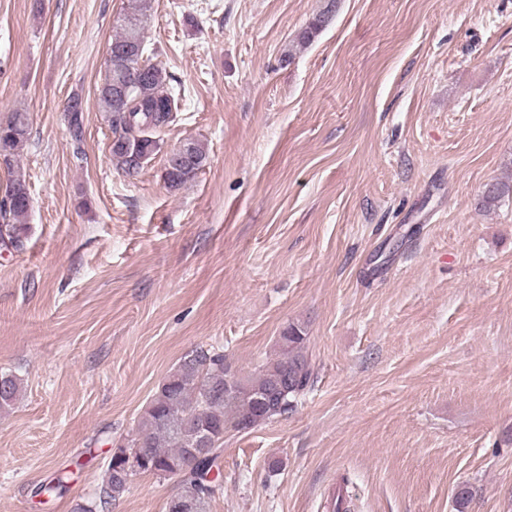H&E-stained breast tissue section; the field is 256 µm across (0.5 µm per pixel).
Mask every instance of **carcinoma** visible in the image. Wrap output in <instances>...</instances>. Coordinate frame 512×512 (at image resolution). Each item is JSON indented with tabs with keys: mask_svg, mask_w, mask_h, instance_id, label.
<instances>
[{
	"mask_svg": "<svg viewBox=\"0 0 512 512\" xmlns=\"http://www.w3.org/2000/svg\"><path fill=\"white\" fill-rule=\"evenodd\" d=\"M337 0H325L298 35L305 47L332 21ZM148 0H131L121 19L120 32L112 40L107 72L98 88V98L112 129L110 157L116 168L128 175L138 173L160 150L159 133L168 128L181 111L178 79L144 59L146 45L143 19ZM72 140L83 136L82 101L74 95L67 108ZM28 112L16 110L0 122V159L12 161L30 136ZM185 158L179 165L164 163V180L177 190L193 180L206 165L207 150L200 141L183 143ZM512 195V182H495L484 191L481 205L490 207ZM30 193L26 180L16 175L0 198V246L19 249L28 227ZM307 327L290 323L279 336V354L262 363L252 376L240 377L242 389L224 394V375L232 370L224 353L197 348L185 355L159 385L140 416L137 435L143 447L116 448L107 463L95 501L77 505V512H109L122 498L128 482L124 477L126 454H143L140 472L173 479L176 493L166 502L165 512H209L210 504L223 488L220 458L224 432H245L297 407L313 385V368L307 355ZM21 391L19 379L0 374V409L11 406ZM208 434L211 447L187 470L184 463L197 451L201 436Z\"/></svg>",
	"mask_w": 512,
	"mask_h": 512,
	"instance_id": "cac0c4a2",
	"label": "carcinoma"
}]
</instances>
